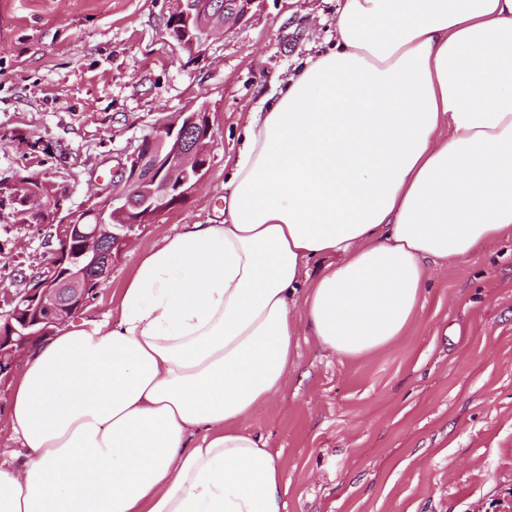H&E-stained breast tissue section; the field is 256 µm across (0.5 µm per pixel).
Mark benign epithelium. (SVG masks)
<instances>
[{"label":"benign epithelium","instance_id":"1","mask_svg":"<svg viewBox=\"0 0 512 512\" xmlns=\"http://www.w3.org/2000/svg\"><path fill=\"white\" fill-rule=\"evenodd\" d=\"M255 0H175L168 34L191 53L218 30L242 23ZM214 130L207 104H193L153 127L113 174L112 193L79 214L68 206L66 186L35 173L17 171L0 179V192L14 205L4 220L24 219L45 231L47 258L24 277L25 288L10 295L0 312V377L39 340L53 335L83 309L90 294L127 247L135 228L181 204L206 177L213 159Z\"/></svg>","mask_w":512,"mask_h":512}]
</instances>
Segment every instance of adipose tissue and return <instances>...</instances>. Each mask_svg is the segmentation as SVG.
<instances>
[{"instance_id": "ef3b65f1", "label": "adipose tissue", "mask_w": 512, "mask_h": 512, "mask_svg": "<svg viewBox=\"0 0 512 512\" xmlns=\"http://www.w3.org/2000/svg\"><path fill=\"white\" fill-rule=\"evenodd\" d=\"M336 16L335 43L251 112L216 218L142 253L116 317L27 353L0 512H283L246 420L300 327L371 355L405 334L432 264L512 235V0Z\"/></svg>"}]
</instances>
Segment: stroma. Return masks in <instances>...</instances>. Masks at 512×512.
Returning a JSON list of instances; mask_svg holds the SVG:
<instances>
[{
	"label": "stroma",
	"instance_id": "stroma-1",
	"mask_svg": "<svg viewBox=\"0 0 512 512\" xmlns=\"http://www.w3.org/2000/svg\"><path fill=\"white\" fill-rule=\"evenodd\" d=\"M173 0H0V179L25 168L66 185L79 212L153 127L207 102L204 180L135 230L80 314L116 311L141 253L213 218L224 162L250 112L311 45L336 38V0H255L202 51L172 40ZM25 224H0V297L43 259ZM278 393L246 424L283 473L284 512H502L512 503V237L430 269L405 336L342 359L308 330Z\"/></svg>",
	"mask_w": 512,
	"mask_h": 512
}]
</instances>
